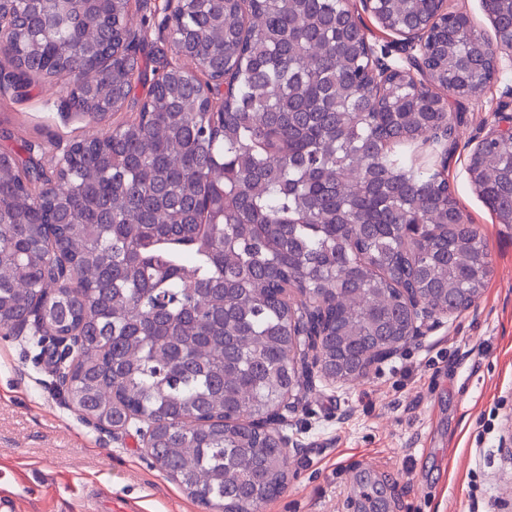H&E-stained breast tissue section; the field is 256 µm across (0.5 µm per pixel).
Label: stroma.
<instances>
[{
  "label": "stroma",
  "instance_id": "1",
  "mask_svg": "<svg viewBox=\"0 0 512 512\" xmlns=\"http://www.w3.org/2000/svg\"><path fill=\"white\" fill-rule=\"evenodd\" d=\"M512 86L503 68L464 103L458 143L444 175L483 237L492 272L467 311L442 319L360 381L316 380L287 434L303 449L288 461L282 492L261 512H512V229L498 224L467 172L483 127ZM67 87L54 77L22 97L0 95V147L35 144L52 168L68 144L132 119L106 122L64 112ZM13 469L31 512H82L83 491L103 490L113 507L205 512L160 472L135 429L113 433L86 421L46 358L0 329V470ZM52 474L51 491L42 487Z\"/></svg>",
  "mask_w": 512,
  "mask_h": 512
}]
</instances>
